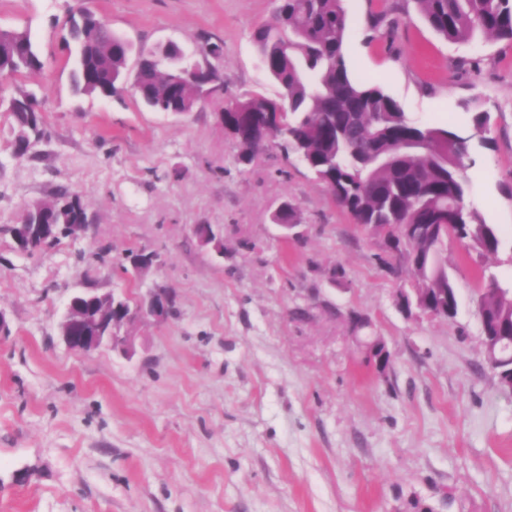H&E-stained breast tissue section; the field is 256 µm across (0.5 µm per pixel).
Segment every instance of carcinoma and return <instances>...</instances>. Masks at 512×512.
<instances>
[{
  "instance_id": "cac0c4a2",
  "label": "carcinoma",
  "mask_w": 512,
  "mask_h": 512,
  "mask_svg": "<svg viewBox=\"0 0 512 512\" xmlns=\"http://www.w3.org/2000/svg\"><path fill=\"white\" fill-rule=\"evenodd\" d=\"M275 24L253 34L264 71L281 88L278 99L249 94L224 108L262 114L265 143L284 154L303 157L309 170L326 183L334 200L357 224L376 232L387 225L411 227L418 238L430 226L445 224L448 233L462 230L481 254L498 249L497 230L483 223L466 202L463 160L468 139L442 127L411 122L398 103L380 87L352 77L345 57L348 16L343 0H274ZM432 31L452 44L479 38L512 42V0H404ZM86 8L72 13L67 44L77 48L71 88L79 96L121 95L127 72L125 41L94 23ZM42 68L39 52L26 30L0 39V79H12ZM190 65L175 64L171 53L140 52L135 82L141 102L156 112H190L200 86L188 77ZM17 134L15 156L23 158L30 135L39 133L38 101L18 90L10 97ZM86 211L78 195L61 191L51 202H35L20 224H54L44 245L54 246L84 223ZM418 287L448 297L458 305L448 273L421 265ZM485 324L496 336L512 337V302L487 292L482 301Z\"/></svg>"
}]
</instances>
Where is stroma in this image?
<instances>
[{
    "mask_svg": "<svg viewBox=\"0 0 512 512\" xmlns=\"http://www.w3.org/2000/svg\"><path fill=\"white\" fill-rule=\"evenodd\" d=\"M344 0L346 61L419 125L467 137V201L500 235L497 255L447 249L455 320L406 316L400 286L296 156L242 165L218 114L277 97L252 31L272 0H0V29L29 30L43 67L0 82L33 92L43 134L25 159L0 107V512H512V390L486 367L478 268L512 284V43H448L403 0ZM86 8L134 47L168 42L215 63L222 92L192 111L135 95H74L63 41ZM492 116L476 135L475 112ZM79 195L87 236L34 253L9 232L23 209ZM296 210L282 239L274 214ZM199 225L224 236L203 247ZM158 261L138 276L132 251ZM169 289L174 310L129 328L135 353L68 350L58 323L79 290ZM392 355L367 363L349 310Z\"/></svg>",
    "mask_w": 512,
    "mask_h": 512,
    "instance_id": "stroma-1",
    "label": "stroma"
}]
</instances>
